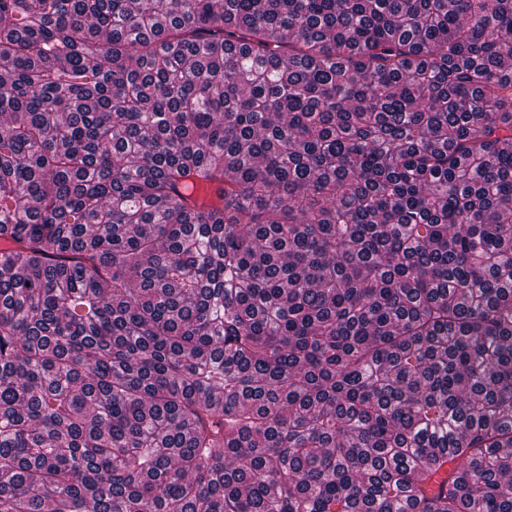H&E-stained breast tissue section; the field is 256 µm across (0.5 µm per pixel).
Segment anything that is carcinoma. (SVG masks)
Returning a JSON list of instances; mask_svg holds the SVG:
<instances>
[{"label":"carcinoma","instance_id":"obj_1","mask_svg":"<svg viewBox=\"0 0 512 512\" xmlns=\"http://www.w3.org/2000/svg\"><path fill=\"white\" fill-rule=\"evenodd\" d=\"M0 512H512V0H0Z\"/></svg>","mask_w":512,"mask_h":512}]
</instances>
